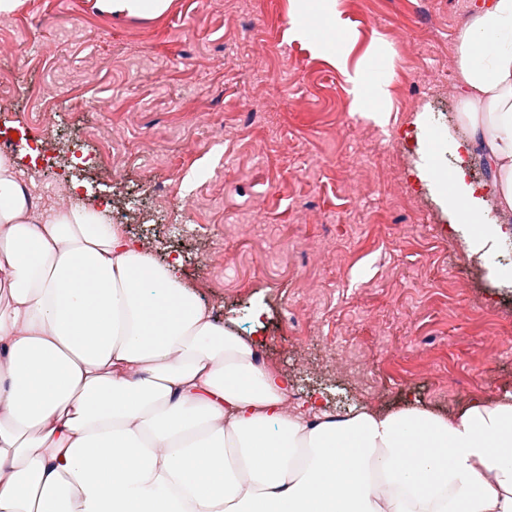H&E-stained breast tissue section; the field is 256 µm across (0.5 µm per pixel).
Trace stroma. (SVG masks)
I'll list each match as a JSON object with an SVG mask.
<instances>
[{
  "label": "stroma",
  "mask_w": 512,
  "mask_h": 512,
  "mask_svg": "<svg viewBox=\"0 0 512 512\" xmlns=\"http://www.w3.org/2000/svg\"><path fill=\"white\" fill-rule=\"evenodd\" d=\"M478 0H339L333 35L348 68L369 65L386 100L357 107L346 70L312 39L292 38L290 0H172L152 19L113 16L95 0H21L0 14V127L38 204L51 207L56 176L80 170L78 201L141 203L175 223L194 206L198 234L153 243L218 323L260 339L268 366L323 406L392 411L407 401L453 416L512 393V239L486 264L451 235L447 181L427 165H464L488 190L477 158L448 144L465 93L455 68L457 30ZM62 108L45 116L42 88ZM257 112L253 124L241 116ZM80 150L60 169L44 159L59 138ZM137 152L123 184L97 178L104 141ZM224 245L236 262L200 268ZM370 346L376 393L316 376L341 340Z\"/></svg>",
  "instance_id": "35a3bbf8"
}]
</instances>
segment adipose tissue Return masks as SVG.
Listing matches in <instances>:
<instances>
[{
    "label": "adipose tissue",
    "mask_w": 512,
    "mask_h": 512,
    "mask_svg": "<svg viewBox=\"0 0 512 512\" xmlns=\"http://www.w3.org/2000/svg\"><path fill=\"white\" fill-rule=\"evenodd\" d=\"M453 141L512 212V0L461 27ZM445 203L468 257L512 226L462 170ZM84 203L38 209L0 155V512H512V395L456 417L411 404L289 412L288 379Z\"/></svg>",
    "instance_id": "adipose-tissue-1"
}]
</instances>
